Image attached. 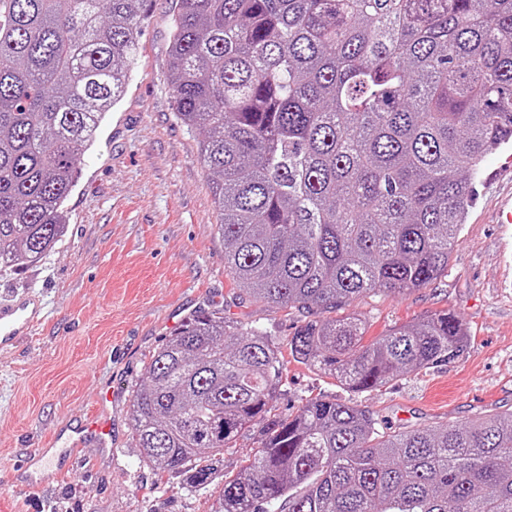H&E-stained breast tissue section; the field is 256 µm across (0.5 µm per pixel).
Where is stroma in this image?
Listing matches in <instances>:
<instances>
[{"mask_svg": "<svg viewBox=\"0 0 512 512\" xmlns=\"http://www.w3.org/2000/svg\"><path fill=\"white\" fill-rule=\"evenodd\" d=\"M176 9L177 0H148L138 63L84 156L63 241L37 263L0 271V298L34 288L47 305L32 336L0 349V512H210V494L179 475L156 479L131 442L129 400L145 363L197 311L220 309L280 337L310 318L239 299L224 273L212 182L199 160L202 135L174 113L168 74ZM475 188L446 275L345 308L365 317L373 336L453 312L472 337L464 356L359 393L289 359L279 409L323 393L386 426L429 429L512 412V223H500L498 212L512 195V145L485 159ZM104 384L115 391L112 454L83 445L65 473L40 475L41 449L92 411ZM22 460L28 467L20 477L13 467ZM23 478L39 485L35 504L18 487Z\"/></svg>", "mask_w": 512, "mask_h": 512, "instance_id": "stroma-1", "label": "stroma"}]
</instances>
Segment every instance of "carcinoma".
Returning <instances> with one entry per match:
<instances>
[{"instance_id":"1","label":"carcinoma","mask_w":512,"mask_h":512,"mask_svg":"<svg viewBox=\"0 0 512 512\" xmlns=\"http://www.w3.org/2000/svg\"><path fill=\"white\" fill-rule=\"evenodd\" d=\"M146 2L0 0V270L65 235ZM171 56L224 272L249 298L329 311L448 273L471 181L512 141V0H178ZM367 330L352 313L281 340L189 317L132 391L134 447L160 480L215 486L211 512H512V413L387 433L331 396L277 408L285 347L362 392L471 342L447 311ZM247 435L254 453L221 472Z\"/></svg>"}]
</instances>
